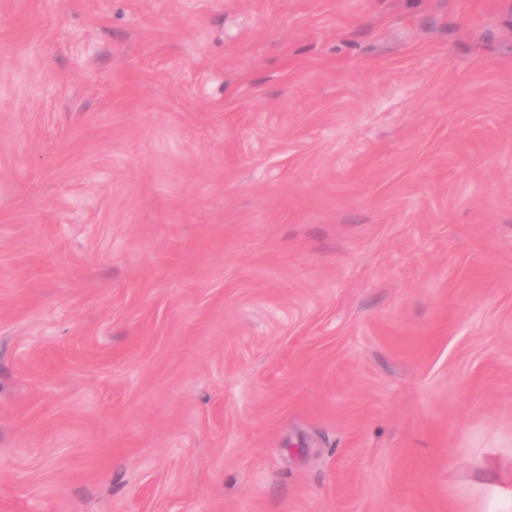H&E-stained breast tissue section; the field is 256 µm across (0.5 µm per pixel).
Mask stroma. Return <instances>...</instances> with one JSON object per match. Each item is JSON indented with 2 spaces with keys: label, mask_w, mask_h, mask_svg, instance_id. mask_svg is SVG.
Returning <instances> with one entry per match:
<instances>
[{
  "label": "stroma",
  "mask_w": 512,
  "mask_h": 512,
  "mask_svg": "<svg viewBox=\"0 0 512 512\" xmlns=\"http://www.w3.org/2000/svg\"><path fill=\"white\" fill-rule=\"evenodd\" d=\"M512 512V0H0V512Z\"/></svg>",
  "instance_id": "obj_1"
}]
</instances>
